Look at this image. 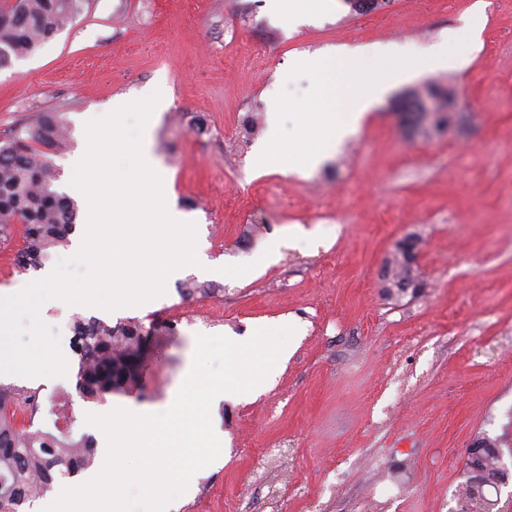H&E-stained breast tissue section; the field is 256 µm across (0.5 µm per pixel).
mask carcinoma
Masks as SVG:
<instances>
[{"mask_svg": "<svg viewBox=\"0 0 512 512\" xmlns=\"http://www.w3.org/2000/svg\"><path fill=\"white\" fill-rule=\"evenodd\" d=\"M85 0H0V67L14 58L32 54L62 31L84 8ZM451 86L430 85L407 93L394 104L408 124L430 138L454 112ZM68 127L55 112L39 115L0 138V241L8 239L17 224L23 227L21 266L38 267L47 254L66 243L77 219V204L58 190V173L50 155L65 147ZM407 251L398 249L395 269L387 288L403 294L399 285L413 281ZM157 330L137 321L115 326L103 321L93 344H76L80 365L76 389L83 396L124 390L138 384L141 365L154 346ZM28 419L17 421L18 400L0 388V512H27V506L53 485L89 469L95 462L93 440L77 436L75 417L65 404L37 402L32 393L23 399ZM52 418L53 430L35 426L33 413ZM481 451L467 457L462 495L465 512H494L498 500L490 485L475 481H505L499 445L485 437L476 440Z\"/></svg>", "mask_w": 512, "mask_h": 512, "instance_id": "cac0c4a2", "label": "carcinoma"}]
</instances>
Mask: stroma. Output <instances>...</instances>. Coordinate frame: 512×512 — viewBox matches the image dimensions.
Returning a JSON list of instances; mask_svg holds the SVG:
<instances>
[{
	"instance_id": "obj_1",
	"label": "stroma",
	"mask_w": 512,
	"mask_h": 512,
	"mask_svg": "<svg viewBox=\"0 0 512 512\" xmlns=\"http://www.w3.org/2000/svg\"><path fill=\"white\" fill-rule=\"evenodd\" d=\"M483 6L479 44L442 68L397 83L358 132L304 175L258 170L268 102L304 57L374 43L425 48ZM456 90L451 135L402 127L393 102L412 88ZM162 89L148 132L166 202L197 226L201 264L167 281L164 296L108 312L46 302L52 327L79 314L112 324L172 322L142 391L80 396L78 358L66 376L0 375L23 397L60 392L76 434L102 440L87 414L154 409L179 390L196 337L251 338L295 324L287 361L255 397H216L220 456L197 472L178 512H455L468 450L486 437L512 470V0H390L371 12L345 0L292 27L273 0H86L34 54L0 68V134L44 112L72 135L53 155L72 193L75 140L116 100ZM318 249L233 278L293 225ZM414 241L416 293H387L400 243ZM21 231L0 243V296L41 279L20 271ZM212 294L183 295L185 284Z\"/></svg>"
}]
</instances>
